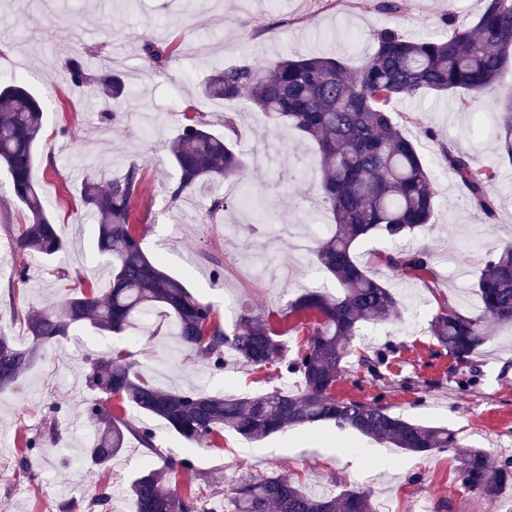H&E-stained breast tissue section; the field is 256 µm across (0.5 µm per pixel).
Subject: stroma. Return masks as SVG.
<instances>
[{
    "label": "stroma",
    "mask_w": 512,
    "mask_h": 512,
    "mask_svg": "<svg viewBox=\"0 0 512 512\" xmlns=\"http://www.w3.org/2000/svg\"><path fill=\"white\" fill-rule=\"evenodd\" d=\"M483 6V0H138L128 8L122 0H54L48 14L39 0H0V42L9 46L0 51V78L25 77L44 103L33 178L62 227L72 272L64 277L57 261L20 250L17 239L27 213L13 202L9 180L0 171V330L29 345L14 306L52 305L84 280L101 292L109 288L108 262L96 249L95 220L80 189L85 177L105 181L134 162L141 168L142 186L130 221L142 236L144 252L182 279L194 296L211 303L223 323L232 324L239 309L249 307L296 348L305 334L282 320L284 308L306 289L336 290L312 253L292 251L288 235L289 228L301 224L332 221L314 192L320 179L314 150L255 112L247 98L201 99L199 82L220 64L286 55H337L356 69L374 50L376 29L444 39L452 29L473 26ZM146 37L167 47L163 66L144 61ZM75 55L95 72L108 59L117 71L140 69L146 76L140 85H127L107 111L100 100L67 84L63 67ZM392 110L434 177L432 222L406 241L407 247L431 254L434 273L421 281L399 277L381 260L396 250V243L368 237L357 244L359 264L393 288L402 309L398 319L367 329L354 342L356 351L369 357L394 346L381 381L352 361L335 393L364 401L382 397L407 419L448 427L457 435V447L415 455L331 423L291 428L260 442L227 432L215 445L195 452L192 474L172 479L178 492L194 479L226 490L242 479L276 472L309 494L368 489L376 512H512L511 487L487 500L465 489L459 478L466 450L485 449L495 463L512 458V329L488 323L489 341L467 364L439 353L430 330L432 318L446 307L470 313L480 308L479 273L489 253L512 240V165L498 159L489 130L491 111L483 98L464 102L456 95L424 93L396 100ZM195 111L221 136L225 117H235L239 131L233 142L246 176L197 185L174 202L168 187L176 169L168 145L184 113ZM445 143L469 153L475 165L497 167L494 219L465 205L461 185L440 157ZM291 167L310 170L284 186L306 205L275 212L272 235L245 233L249 217L234 206L209 214L215 196L256 192ZM20 266L27 279L9 291L7 283ZM218 266L223 269L219 278L213 275ZM111 348L128 350L138 370L164 390L193 385L251 397L297 384L274 367L255 369L232 361L217 370L202 360L185 362L162 332L150 336L134 327L116 335L74 328L43 347L20 390L0 391V512H58L64 500L74 501L73 512H83L106 484L112 488L109 512H129L125 490L147 463V451L130 442L106 474L83 467L79 459L93 433L81 413L92 393L84 384L79 352ZM52 413L60 420L59 438L27 454L26 440L40 437ZM25 454L31 457L28 471L18 465Z\"/></svg>",
    "instance_id": "obj_1"
}]
</instances>
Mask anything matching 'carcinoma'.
I'll return each mask as SVG.
<instances>
[{"instance_id":"obj_1","label":"carcinoma","mask_w":512,"mask_h":512,"mask_svg":"<svg viewBox=\"0 0 512 512\" xmlns=\"http://www.w3.org/2000/svg\"><path fill=\"white\" fill-rule=\"evenodd\" d=\"M374 52L358 70L327 56L282 57L264 63L218 67L201 87L206 100L248 101L266 117L295 131L317 147L322 180L316 195L334 219V230L316 241V262L336 282L337 292L307 291L285 308L287 318L309 320V337L292 355L261 316L246 309L234 324L221 323L214 307L196 298L185 283L148 257L130 224L131 204L141 188L139 165L107 185L88 179L81 201L98 219L96 247L112 259L111 287L102 295L81 290L63 296L49 311H21L31 342L21 346L0 331V391L19 387L42 348L78 324L122 334L145 314L168 322L180 355L222 367L231 354L247 366L278 364L297 377L292 391L274 389L249 398L228 397L199 387L163 390L136 370L124 349L86 358L84 381L94 392L82 414L93 424V437L82 449V464L106 471L122 455L130 439L154 447L152 429L128 417L127 407L161 421L187 446L188 456L163 457L149 463L132 480L130 512H202L198 492L165 487L166 477L190 473L196 446L232 431L261 441L289 427L333 422L363 437L410 453L443 452L456 447L453 433L391 412L376 397L371 401L339 399L336 382L354 355L353 342L362 328L399 315L396 295L357 263L355 245L377 235L400 242L430 223L435 193L431 170L414 142L403 132L391 103L427 92L484 95L497 109L496 134L502 161L512 163V87L500 77L512 59V0H484L472 29H453L444 40L412 41L397 30L381 28L373 35ZM142 51L151 64L164 62L166 49L149 39ZM70 83L89 87L107 99L122 95L124 74L107 69L92 74L85 64L66 62ZM43 123V104L24 79L0 81V166L8 173L13 199L29 215L19 236L20 247L55 258L65 249L46 201L32 180L34 147ZM169 152L178 178L168 187L173 201L199 182L241 177L244 163L231 140L212 133L199 114L185 117ZM441 157L465 189L464 200L491 219L495 203L489 187L496 177L490 168L473 165L469 154L441 146ZM275 197L284 207L291 198L268 186L255 195L256 205ZM393 271L412 277L431 271L426 251L397 250L384 255ZM481 309L473 315L446 308L431 321L437 345L466 362L488 340L484 323L512 326V244L489 255L477 283ZM388 358L358 355L357 364L372 378ZM463 486L493 500L512 484V459L493 466L480 449L461 458ZM111 500L103 487L89 502V512H107ZM224 512H375L370 496L360 489L337 495H310L287 478L272 473L236 483L224 498Z\"/></svg>"}]
</instances>
